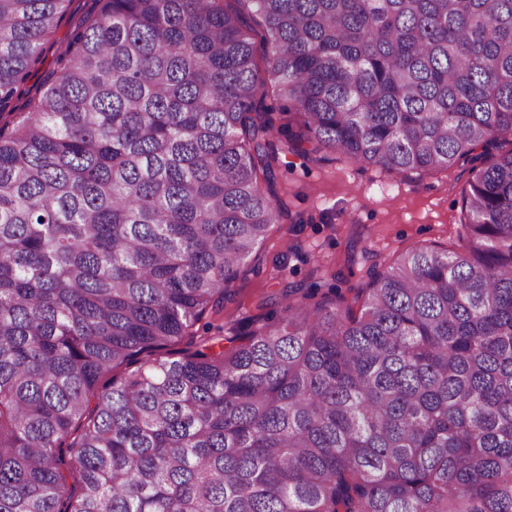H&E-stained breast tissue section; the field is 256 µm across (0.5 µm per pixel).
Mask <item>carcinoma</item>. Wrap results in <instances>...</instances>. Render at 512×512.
Here are the masks:
<instances>
[{
    "mask_svg": "<svg viewBox=\"0 0 512 512\" xmlns=\"http://www.w3.org/2000/svg\"><path fill=\"white\" fill-rule=\"evenodd\" d=\"M96 2L0 125V512H512V149L359 309L290 286L228 350L194 331L283 219L279 155L512 143V0ZM70 3L0 0V110Z\"/></svg>",
    "mask_w": 512,
    "mask_h": 512,
    "instance_id": "obj_1",
    "label": "carcinoma"
}]
</instances>
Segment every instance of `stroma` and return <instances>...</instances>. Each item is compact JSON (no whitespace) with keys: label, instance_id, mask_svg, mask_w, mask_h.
Returning a JSON list of instances; mask_svg holds the SVG:
<instances>
[{"label":"stroma","instance_id":"1","mask_svg":"<svg viewBox=\"0 0 512 512\" xmlns=\"http://www.w3.org/2000/svg\"><path fill=\"white\" fill-rule=\"evenodd\" d=\"M24 93L13 100L26 111L44 79L57 68V46L90 13L94 0H76ZM469 166L458 163L438 173L398 176L376 167H360L343 157L282 159L276 192L287 211L268 238L246 261L232 283L222 312L210 315L225 337L235 335L242 318L280 313L290 283H315L353 298L367 283L372 266H384L403 251L422 245H450L462 213V189Z\"/></svg>","mask_w":512,"mask_h":512}]
</instances>
